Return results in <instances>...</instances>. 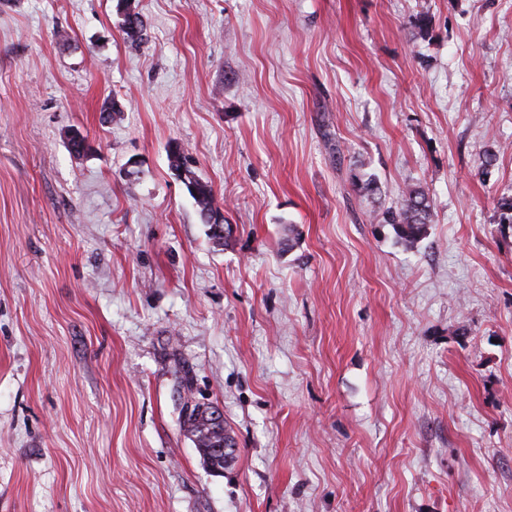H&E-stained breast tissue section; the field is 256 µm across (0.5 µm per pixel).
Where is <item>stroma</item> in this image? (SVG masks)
<instances>
[{"instance_id":"obj_1","label":"stroma","mask_w":512,"mask_h":512,"mask_svg":"<svg viewBox=\"0 0 512 512\" xmlns=\"http://www.w3.org/2000/svg\"><path fill=\"white\" fill-rule=\"evenodd\" d=\"M131 2L0 0V512H512V0ZM169 159L172 167L181 171L182 174L185 172L184 181L188 191L199 208V214L203 222L208 224L206 217L209 212L215 209L214 196L211 187L207 183L200 181L195 176V173L187 165L186 157L180 152L177 146L170 149ZM384 218L391 224L398 242L413 249L425 235L431 220V201L421 187H407L395 207L386 211ZM213 409L211 406L196 405L189 417L187 418V427L197 451L199 452L203 462L210 469L219 467L224 469V465L228 464L234 459L235 454L230 458V461L224 460L222 462L216 461L211 453L210 448H214L216 444L224 442L227 448H215L218 455L224 456V454H231L235 451L234 446L236 445L234 437H232L230 431L224 426V421L221 424L213 423Z\"/></svg>"}]
</instances>
